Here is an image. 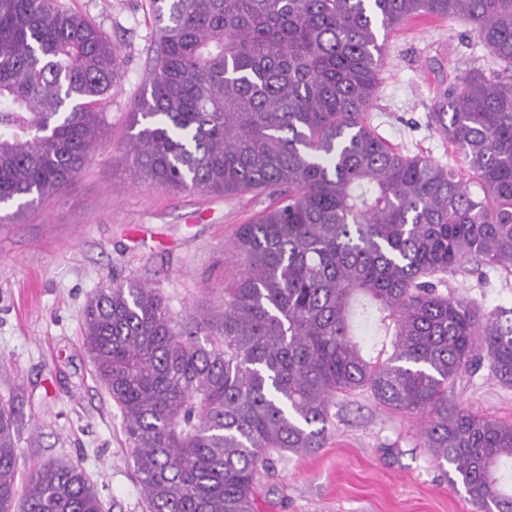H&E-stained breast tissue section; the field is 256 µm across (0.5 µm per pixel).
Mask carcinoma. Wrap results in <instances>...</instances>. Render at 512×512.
Listing matches in <instances>:
<instances>
[{
	"mask_svg": "<svg viewBox=\"0 0 512 512\" xmlns=\"http://www.w3.org/2000/svg\"><path fill=\"white\" fill-rule=\"evenodd\" d=\"M149 86L125 143L134 176L181 191L267 193L239 227L224 311L175 319L114 281L82 344L120 408L147 512H255L275 453L324 447L336 396L423 419L477 512H512V424L448 404L488 362L512 385V319L442 291L462 265L512 270V0H153ZM465 23L498 69H468L430 118L459 174L391 148L367 112L377 30ZM120 50L55 0H0V206L72 183L106 126ZM390 337L375 352L369 327ZM17 419L0 400V512H104L85 469L44 462L17 485Z\"/></svg>",
	"mask_w": 512,
	"mask_h": 512,
	"instance_id": "carcinoma-1",
	"label": "carcinoma"
}]
</instances>
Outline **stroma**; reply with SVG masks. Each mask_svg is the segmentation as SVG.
Listing matches in <instances>:
<instances>
[{"instance_id": "obj_1", "label": "stroma", "mask_w": 512, "mask_h": 512, "mask_svg": "<svg viewBox=\"0 0 512 512\" xmlns=\"http://www.w3.org/2000/svg\"><path fill=\"white\" fill-rule=\"evenodd\" d=\"M101 28L122 64L104 97L106 129L73 185L0 221V400L19 416V481L53 457L81 462L105 512H145L122 415L81 344L87 301L112 280L158 289L174 317L220 311L238 271L240 225L269 208L260 192H183L137 180L123 152L158 35L152 0H57ZM457 20L422 17L390 31L371 126L395 149L465 170L432 125L436 95L465 69L488 66ZM448 293L485 311L512 308V271L449 273ZM448 401L512 423V386L481 368ZM420 421L364 393L337 396L329 438L309 455L275 456L256 512H476L420 445Z\"/></svg>"}]
</instances>
